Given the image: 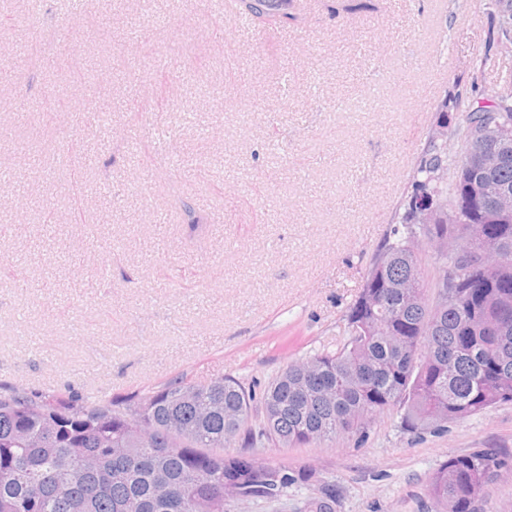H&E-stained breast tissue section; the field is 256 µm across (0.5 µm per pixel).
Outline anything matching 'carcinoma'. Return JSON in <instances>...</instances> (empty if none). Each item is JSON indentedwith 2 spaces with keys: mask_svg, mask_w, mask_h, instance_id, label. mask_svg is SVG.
Segmentation results:
<instances>
[{
  "mask_svg": "<svg viewBox=\"0 0 512 512\" xmlns=\"http://www.w3.org/2000/svg\"><path fill=\"white\" fill-rule=\"evenodd\" d=\"M280 0H239L261 25L288 18ZM497 36L484 58L512 52V0H497ZM461 83L448 90L437 123L457 144L431 135L411 177L400 220L366 273L344 321V343L289 363L261 395L233 376L206 384L185 377L120 398L83 401L12 389L0 394V512H224L231 500L274 498L310 475H291L243 454L254 403L274 445L366 434L389 409L411 432L512 403V158L481 171L474 135L491 142L512 121V86L459 116ZM445 196L453 219H417L420 196ZM423 237L436 273L424 279L413 241ZM507 448L451 456L429 477L434 512H480L477 503ZM340 490L320 485L300 512H335Z\"/></svg>",
  "mask_w": 512,
  "mask_h": 512,
  "instance_id": "1",
  "label": "carcinoma"
}]
</instances>
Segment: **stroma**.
<instances>
[{"mask_svg":"<svg viewBox=\"0 0 512 512\" xmlns=\"http://www.w3.org/2000/svg\"><path fill=\"white\" fill-rule=\"evenodd\" d=\"M303 2L256 32L224 0H0V388L262 386L342 343L448 87L487 103L512 55L482 58L495 0ZM477 448L512 450V404L262 439L247 456L312 480L224 510L295 512L329 481L336 512H430L432 472Z\"/></svg>","mask_w":512,"mask_h":512,"instance_id":"1","label":"stroma"}]
</instances>
